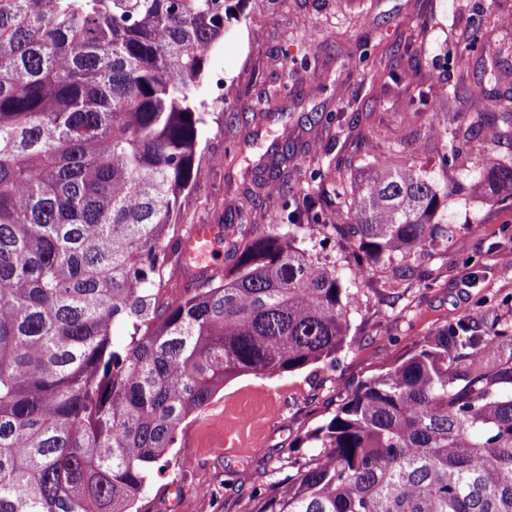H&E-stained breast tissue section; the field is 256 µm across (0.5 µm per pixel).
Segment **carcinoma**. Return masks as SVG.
Wrapping results in <instances>:
<instances>
[{
    "label": "carcinoma",
    "mask_w": 512,
    "mask_h": 512,
    "mask_svg": "<svg viewBox=\"0 0 512 512\" xmlns=\"http://www.w3.org/2000/svg\"><path fill=\"white\" fill-rule=\"evenodd\" d=\"M242 3L0 0V512H142L226 382L335 356L353 282L397 283L452 232L448 185L380 131L361 182L284 199L286 224L159 302L196 90ZM473 179L512 196V161ZM312 229L351 250V278L296 245ZM303 442L319 452L253 512H512V322L442 327Z\"/></svg>",
    "instance_id": "obj_1"
}]
</instances>
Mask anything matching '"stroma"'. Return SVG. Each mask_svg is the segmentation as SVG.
<instances>
[{"mask_svg":"<svg viewBox=\"0 0 512 512\" xmlns=\"http://www.w3.org/2000/svg\"><path fill=\"white\" fill-rule=\"evenodd\" d=\"M420 31L409 48L407 20ZM497 22L491 49L471 42L479 26ZM500 64L491 77L489 58ZM411 71L406 81L374 84L378 68ZM463 88L462 96L442 86ZM432 88L429 103L419 90ZM494 89V119L512 112V0H244L237 19L209 53L198 96L205 102L196 163L198 178L182 198L180 230L220 224L225 239L239 211L257 230L274 223L282 197L319 192L338 164L346 183L367 169L364 137L390 130L408 157L456 192L448 200L454 234L418 261V276L388 287V269L358 285L360 303L335 361L284 375L243 376L227 383L183 424L145 502L147 512H252L256 495L287 479L289 461L307 460L304 436L323 424L367 377L399 359L413 343L460 318L484 332L512 320V197L471 189L484 159L512 160V146L485 132L463 135L471 94ZM275 98L278 115L260 114ZM447 113L448 135L432 131ZM290 141L280 178L252 180L274 148ZM234 146V163L223 162Z\"/></svg>","mask_w":512,"mask_h":512,"instance_id":"1","label":"stroma"}]
</instances>
